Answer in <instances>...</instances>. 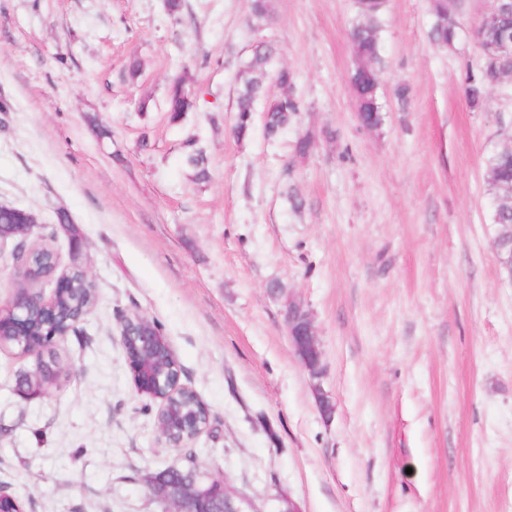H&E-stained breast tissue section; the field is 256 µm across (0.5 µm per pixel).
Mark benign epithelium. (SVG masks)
Wrapping results in <instances>:
<instances>
[{"mask_svg": "<svg viewBox=\"0 0 512 512\" xmlns=\"http://www.w3.org/2000/svg\"><path fill=\"white\" fill-rule=\"evenodd\" d=\"M508 11H512V0H489L476 29L496 25L499 16ZM479 51L485 64L500 54L512 52V31H500L493 43L479 47ZM35 224L37 221L32 215H27L21 238L24 244L22 255L13 256L16 266L23 272L31 265L32 247L27 245V241L33 234ZM51 283L52 292L48 296L32 293L26 288L19 289L6 304L0 306V333L7 332L22 350L36 358L52 350L54 343L67 336V333H78L81 323L77 317L68 332L60 333L55 329L54 299L57 293L68 289L65 273L57 274ZM34 312L39 313L44 323L51 327L49 333L35 335L29 331L30 315ZM148 324L149 320L139 314L126 315L122 319L120 337L137 391L158 401V412L162 413L173 405L181 392L190 390V387L179 380L174 384L169 383L165 374L143 362L141 355L146 349L165 350L170 353V358H175L165 338L153 335L146 329ZM286 325L299 361L312 376L319 377L322 374V355L309 313L301 305L289 303ZM208 428L207 423L200 426L193 421L166 426L163 428L165 444L171 448H186L188 444L185 439H195ZM148 487L155 499L173 505L175 512H260L246 497L229 494L224 479L215 475H203L200 481L189 486H180L162 475H156L149 479Z\"/></svg>", "mask_w": 512, "mask_h": 512, "instance_id": "benign-epithelium-1", "label": "benign epithelium"}]
</instances>
